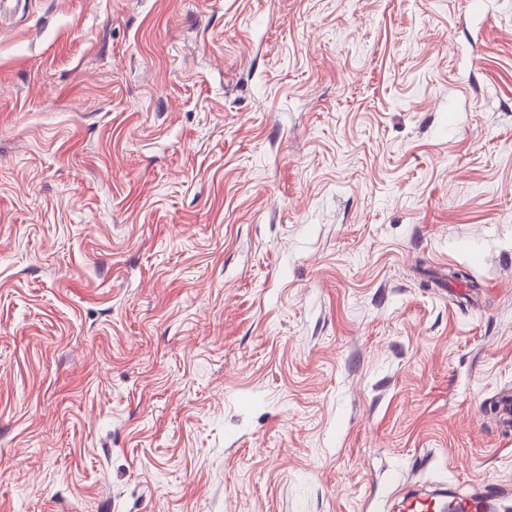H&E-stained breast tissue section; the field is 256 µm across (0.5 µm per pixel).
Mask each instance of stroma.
<instances>
[{
    "label": "stroma",
    "mask_w": 512,
    "mask_h": 512,
    "mask_svg": "<svg viewBox=\"0 0 512 512\" xmlns=\"http://www.w3.org/2000/svg\"><path fill=\"white\" fill-rule=\"evenodd\" d=\"M509 396L512 0L0 5V512L468 496Z\"/></svg>",
    "instance_id": "stroma-1"
}]
</instances>
